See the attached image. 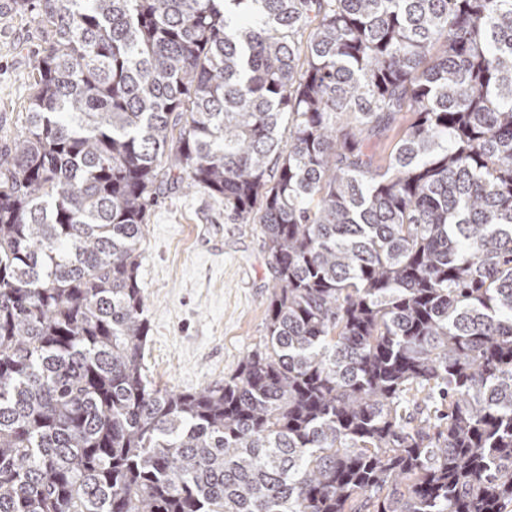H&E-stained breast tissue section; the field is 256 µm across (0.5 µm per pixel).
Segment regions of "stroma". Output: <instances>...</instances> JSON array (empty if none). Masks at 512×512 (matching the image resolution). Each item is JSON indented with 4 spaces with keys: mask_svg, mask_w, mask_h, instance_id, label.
<instances>
[{
    "mask_svg": "<svg viewBox=\"0 0 512 512\" xmlns=\"http://www.w3.org/2000/svg\"><path fill=\"white\" fill-rule=\"evenodd\" d=\"M44 44L40 25L0 0V151L24 122ZM142 248L151 376L174 392L223 382L265 335L270 274L260 226L237 223L223 200L178 182L159 190Z\"/></svg>",
    "mask_w": 512,
    "mask_h": 512,
    "instance_id": "stroma-1",
    "label": "stroma"
}]
</instances>
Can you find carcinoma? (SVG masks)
<instances>
[{
	"mask_svg": "<svg viewBox=\"0 0 512 512\" xmlns=\"http://www.w3.org/2000/svg\"><path fill=\"white\" fill-rule=\"evenodd\" d=\"M15 3L47 42L0 153V512H512V0ZM174 175L271 275L195 393L143 363Z\"/></svg>",
	"mask_w": 512,
	"mask_h": 512,
	"instance_id": "cac0c4a2",
	"label": "carcinoma"
}]
</instances>
